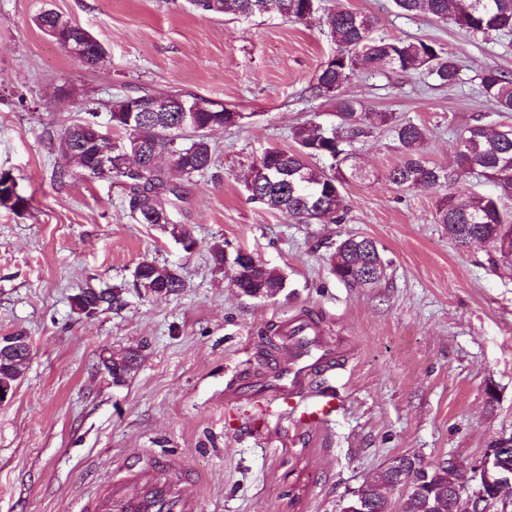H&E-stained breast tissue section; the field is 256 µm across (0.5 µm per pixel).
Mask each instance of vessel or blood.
<instances>
[{
  "label": "vessel or blood",
  "mask_w": 512,
  "mask_h": 512,
  "mask_svg": "<svg viewBox=\"0 0 512 512\" xmlns=\"http://www.w3.org/2000/svg\"><path fill=\"white\" fill-rule=\"evenodd\" d=\"M277 339V352L266 356L254 379L225 388L226 404L253 401L264 415L286 416L302 427L327 424L342 406L328 377L350 358V344L328 341L314 321L300 315L280 323ZM80 512H197V501L154 455L125 464L101 482Z\"/></svg>",
  "instance_id": "1"
}]
</instances>
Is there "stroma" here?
I'll list each match as a JSON object with an SVG mask.
<instances>
[{"mask_svg":"<svg viewBox=\"0 0 512 512\" xmlns=\"http://www.w3.org/2000/svg\"><path fill=\"white\" fill-rule=\"evenodd\" d=\"M373 16L375 36L433 40L458 59L464 82L436 86L418 71L360 69L343 96L366 111L424 125L426 158L455 168L456 131L480 121L512 123L479 92L482 70L512 72V35L483 40L454 22L407 16L394 0H323ZM50 8L105 47L99 68L75 61L33 18ZM336 50L322 14L291 23L269 13L232 19L188 0H0V172L30 205H0V338L24 333L32 357L0 403V512H80L100 479L132 458L165 457L199 512H341L351 493L389 459L433 463L452 456L470 469L512 434V265L448 238L434 215L439 193L387 178L400 151L379 128L356 143L365 178L351 180L342 224H298L248 200L242 177L266 148L290 147L292 128L334 122L335 105L309 92ZM179 91L240 112L217 130L214 167L183 183L175 213L197 246L185 252L156 224L123 211L119 188L61 178L70 167L62 129L84 107ZM348 237L374 240L384 278L349 288L328 258ZM244 248L287 278L275 298L251 299L214 271L209 247ZM143 261L177 267L176 297H129L120 312L85 316L87 288L129 280ZM305 315L356 352L330 384L344 401L328 425L288 418L250 425L253 406H228L275 340L278 325ZM138 351L128 382L101 361Z\"/></svg>","mask_w":512,"mask_h":512,"instance_id":"1","label":"stroma"}]
</instances>
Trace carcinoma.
Segmentation results:
<instances>
[{
	"mask_svg": "<svg viewBox=\"0 0 512 512\" xmlns=\"http://www.w3.org/2000/svg\"><path fill=\"white\" fill-rule=\"evenodd\" d=\"M406 15L427 14L439 21L451 20L472 36L484 40L512 34V0H394ZM198 10L234 18L276 13L292 22H304L322 9L321 0H190ZM324 24L337 46L336 53L323 61L317 70L310 93L335 101L338 126L321 133L315 124L292 129L296 143L292 150L272 147L247 165L243 183L249 200L270 210L288 214L298 224H340L346 219L347 204L344 185L365 174L355 162L354 143L371 135V129L385 127L397 141L402 157L388 174L398 187L420 185L440 189L449 183L466 181L477 172L493 183L496 194L482 195L463 188L442 195L437 203L435 222L442 225L448 237L460 246L491 242L495 255L493 265L512 258V212L504 202L512 199V126L493 127L476 122L458 133L457 165L449 173L429 164L423 156L427 130L410 120H397L387 112H363L360 103L341 95L342 88L356 75L361 66L377 73L421 70L441 87L461 83L457 60L435 41L384 39L373 36L375 19L345 8L324 12ZM482 92L489 96L500 112H512V74L497 67H488L479 75ZM172 101L167 112H152L143 120L129 121L137 98L126 97L112 104V125L124 132L121 143L141 140L151 155H175L174 165L158 162L142 168L139 174L128 172L118 161L112 172L98 173L94 155L99 146L92 143L86 126L95 117V108H86V117L68 125L60 136V146L75 163L73 176L91 179L105 178L121 188V206L138 224H167L173 217L175 201L182 198L176 174L186 179L207 173L216 162V150L210 133L215 129L231 128L232 111L213 100L196 95L165 93ZM197 108L194 120L197 129L189 147L175 142L169 135L172 125L180 121L181 107ZM317 159L323 167L310 161ZM7 197L0 204L13 210L25 209L29 200L18 194L16 187H4ZM210 261L217 270L233 268V284L249 297L271 299L287 287L286 276L279 270L258 261L249 266L242 263L241 250L228 257L224 245L209 247ZM330 272L350 286H368L382 280L385 261L376 243L366 237H348L336 244L329 256ZM151 283L177 296L187 284L175 268L161 267L142 261L131 273V280L107 288H87L77 294L73 305L86 315L99 311L118 312L127 305L128 294L141 293L140 285ZM139 355L128 351L112 359V384L123 386L137 367ZM26 369L24 359L0 349V381L16 382ZM428 482L425 493H410L399 501L398 512H432L427 499L440 504L439 512H458L452 493L448 492V477L439 470L424 473Z\"/></svg>",
	"mask_w": 512,
	"mask_h": 512,
	"instance_id": "obj_1",
	"label": "carcinoma"
}]
</instances>
